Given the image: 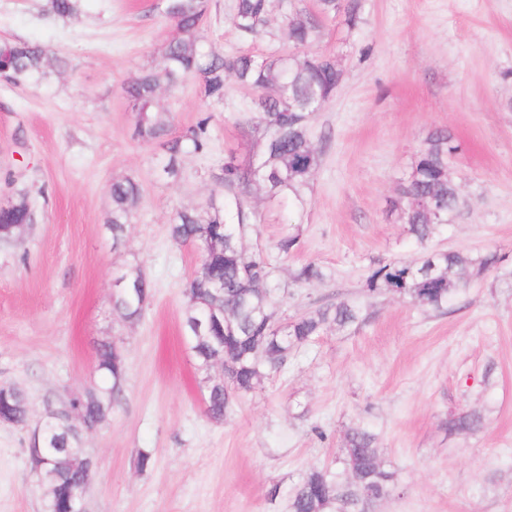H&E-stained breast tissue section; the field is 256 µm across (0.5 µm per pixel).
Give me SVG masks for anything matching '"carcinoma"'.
Listing matches in <instances>:
<instances>
[{"instance_id": "obj_1", "label": "carcinoma", "mask_w": 512, "mask_h": 512, "mask_svg": "<svg viewBox=\"0 0 512 512\" xmlns=\"http://www.w3.org/2000/svg\"><path fill=\"white\" fill-rule=\"evenodd\" d=\"M210 0H163V13L173 25L162 60L144 69L122 86L136 112L133 138L155 143L164 151L159 171L170 182L181 174L180 161L188 154L208 151L211 116L201 117L180 135L172 134L170 112L158 104V93L174 90L193 77L204 111L224 102L228 80L253 93L246 126L253 129V155L241 161L235 153L224 155V164L210 173L215 189L197 207L175 210L170 236L177 245L196 243L200 263L188 283L184 335L206 371L216 362L229 365V375L213 380L204 377L207 416L220 422L233 400L252 390L264 377L281 374L291 354L309 344L327 327L343 330L360 319V309L340 300L321 305L275 326L280 301L273 283L269 256L261 251L246 253L243 239L258 223L248 205L252 190H262L271 200H288L297 209L307 204L308 192L321 156L310 137L316 113L333 99L342 72L331 53L308 54L323 23L344 17L350 29L362 21V0H316V10L291 9L282 24L293 50L276 46L265 54L226 56L205 44L203 25ZM272 0H234L230 22L244 39L267 34ZM52 12L61 18L78 14L77 0H50ZM60 60L47 48L33 43L0 40V78L16 87L40 85ZM448 131L433 132L417 151L412 170L398 187L392 208L404 224L407 237L418 249L411 262L379 261L366 278L368 292L399 295L425 310L440 312L468 286L465 274L481 276L498 262V256L459 251L431 250L430 241L450 224L463 201L448 173V158L454 153ZM113 246H119L125 226L142 200V188L132 179L115 180L111 186ZM34 211L28 192H16L11 205L0 207L1 224H30ZM329 277L317 263L295 268L297 284L322 282ZM136 292H123L113 301V311L126 321L143 312L141 292L151 291L140 269L127 275ZM208 311L224 315V326L211 336H200L194 323ZM100 387L80 394L84 413L71 420L56 418L44 429L43 447L56 456L85 458L79 446L81 432L107 418L124 391L126 366L110 362L112 344L97 346ZM0 410L17 425L27 420L28 399L18 388L0 392ZM478 418L462 414L448 420V429L468 433ZM339 463L343 474L328 468L305 473L288 500V512H365L369 503L390 496L394 473L387 470L376 446V436L362 426L349 428L343 437Z\"/></svg>"}]
</instances>
